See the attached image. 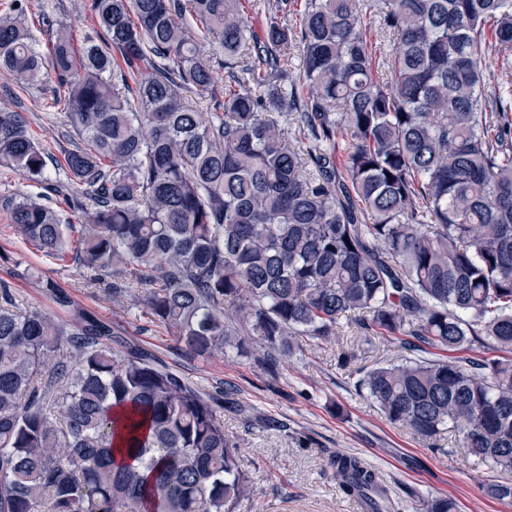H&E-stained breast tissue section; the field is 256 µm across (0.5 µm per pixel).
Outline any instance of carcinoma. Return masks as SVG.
<instances>
[{"label":"carcinoma","instance_id":"1","mask_svg":"<svg viewBox=\"0 0 512 512\" xmlns=\"http://www.w3.org/2000/svg\"><path fill=\"white\" fill-rule=\"evenodd\" d=\"M246 2L92 0L96 36L78 45L49 20L46 58L23 8L0 16V69L20 88L55 78L75 133L52 181V155L1 110L0 166L85 216L73 241L56 209L24 198L16 234L72 252L193 357L234 352L274 375L304 337L349 329L346 363L361 342L392 345L403 355L355 387L391 424L429 441L451 428L466 455L512 473V90L484 77L512 54V0H305L301 13L275 0L258 34ZM373 17L392 39L380 61ZM35 281L66 318L19 310L0 282V512H239L250 477L224 432L233 388L201 391ZM475 344L493 355L451 356ZM332 466L345 495L389 512L358 458ZM487 493L512 501V481ZM423 509L457 512L442 496Z\"/></svg>","mask_w":512,"mask_h":512}]
</instances>
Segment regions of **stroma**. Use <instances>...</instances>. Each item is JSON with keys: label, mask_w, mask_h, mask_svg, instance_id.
Wrapping results in <instances>:
<instances>
[{"label": "stroma", "mask_w": 512, "mask_h": 512, "mask_svg": "<svg viewBox=\"0 0 512 512\" xmlns=\"http://www.w3.org/2000/svg\"><path fill=\"white\" fill-rule=\"evenodd\" d=\"M38 18L35 46L48 53L52 30L41 17L63 22L76 40L92 30L91 0H21ZM53 83L19 88L0 73V108L21 113L35 138L55 159L69 148L70 132L62 112L52 104ZM40 185L17 171L0 168V281L13 289L20 308L56 314L49 297L24 270L32 267L55 279L74 301L112 321L124 336L152 351L184 379L207 392L231 384L239 410L225 411L224 431L241 450L251 479L241 512H348L331 461L345 453L372 466L398 503V512H420L419 501L442 494L458 512H512V502L492 499L488 483L500 472L468 458L455 435L443 434L441 450L391 425L355 383L363 371L394 359L396 349L380 347L359 353L348 365L338 361L336 340H309L278 376L258 364L233 356L192 358L176 348L165 329L152 325L131 300H113L105 288L88 283L85 269L27 250L14 232L10 203L41 194ZM278 421L270 428L266 419Z\"/></svg>", "instance_id": "stroma-1"}]
</instances>
